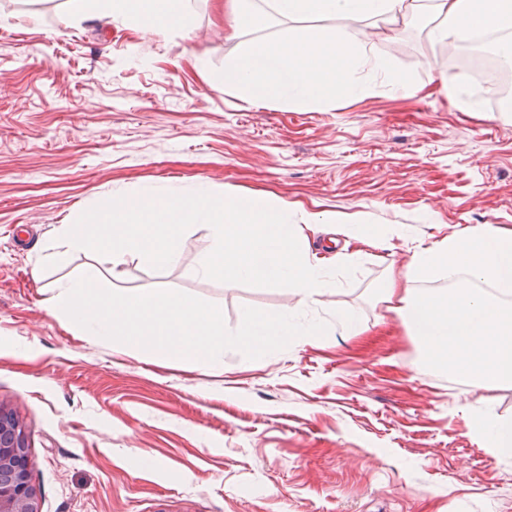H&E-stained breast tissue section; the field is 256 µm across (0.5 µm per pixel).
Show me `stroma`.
Returning a JSON list of instances; mask_svg holds the SVG:
<instances>
[{"instance_id":"stroma-1","label":"stroma","mask_w":512,"mask_h":512,"mask_svg":"<svg viewBox=\"0 0 512 512\" xmlns=\"http://www.w3.org/2000/svg\"><path fill=\"white\" fill-rule=\"evenodd\" d=\"M185 27L144 33L122 18H72L65 0H0V404L26 427L41 512H512V458L496 457L474 416L512 417V385L476 390L436 370L377 300L415 246L472 224L512 226V115L452 72L423 21L354 36L418 87L373 90L306 111L256 106L211 87L234 50L216 0H188ZM455 76L458 96L440 91ZM472 111L463 112L459 101ZM265 194L308 212L402 224L386 249L329 268L313 303L261 281L198 275L205 226L178 265L94 250L49 256L58 228L97 197L148 186ZM113 288H168L223 305L229 330L250 306L294 307L329 330L223 371L174 370L84 339L44 301L87 267ZM358 332L342 335L338 311ZM155 461L143 469L140 452Z\"/></svg>"}]
</instances>
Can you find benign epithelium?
<instances>
[{
  "instance_id": "1",
  "label": "benign epithelium",
  "mask_w": 512,
  "mask_h": 512,
  "mask_svg": "<svg viewBox=\"0 0 512 512\" xmlns=\"http://www.w3.org/2000/svg\"><path fill=\"white\" fill-rule=\"evenodd\" d=\"M0 512H40L29 444L17 412L0 404Z\"/></svg>"
}]
</instances>
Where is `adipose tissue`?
I'll use <instances>...</instances> for the list:
<instances>
[{"label": "adipose tissue", "instance_id": "adipose-tissue-1", "mask_svg": "<svg viewBox=\"0 0 512 512\" xmlns=\"http://www.w3.org/2000/svg\"><path fill=\"white\" fill-rule=\"evenodd\" d=\"M292 25L281 38L236 43L223 68L206 80L255 105L276 101L320 108L359 99L356 70L381 72L384 59L346 29L313 26L316 18L348 21L435 19L434 38L451 43L486 30H512V0H270ZM72 16L102 12L135 21L147 33L184 26L187 0H67ZM297 211L265 195L215 193L198 184L189 196L131 190L96 200L88 220L60 227L64 267L74 252L94 248L113 266L127 257L148 267L181 258L185 230L206 226L209 246L198 272L218 280H259L313 301L336 283L311 254L310 233L341 231L346 240L381 248L404 238L401 224H367L358 215ZM381 300L418 342L426 362L475 388L512 384V228L478 224L416 248L404 272L391 275Z\"/></svg>", "mask_w": 512, "mask_h": 512}]
</instances>
